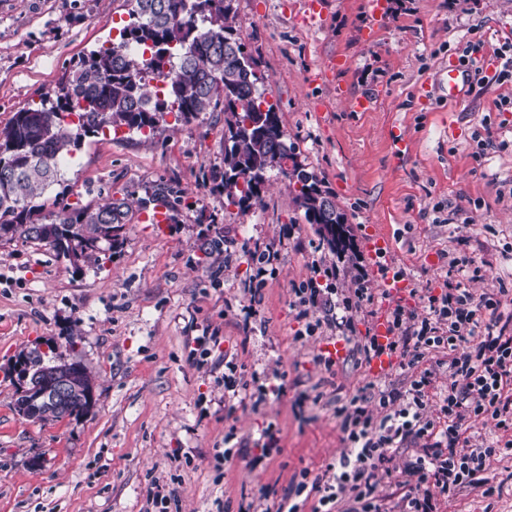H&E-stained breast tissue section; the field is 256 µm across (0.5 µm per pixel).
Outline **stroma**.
<instances>
[{"label":"stroma","mask_w":512,"mask_h":512,"mask_svg":"<svg viewBox=\"0 0 512 512\" xmlns=\"http://www.w3.org/2000/svg\"><path fill=\"white\" fill-rule=\"evenodd\" d=\"M233 7L266 99L344 214L352 250L329 253L283 176L270 174L248 210L228 204L210 179L224 159L223 113L165 116L153 139L125 128L85 138L62 163L71 208L135 200L161 182L184 198L165 224L133 211L110 257L78 269L37 242L0 245V512H149L156 483L174 491L170 512H263L259 488L283 492L301 470L314 477L338 460V400L371 379L349 355L329 372L315 365L328 339L306 335L295 288L326 287L321 267L334 261L341 288L372 271V228L391 236V270L417 290L401 303L416 313L444 289L451 256L473 260L475 291L512 282V78L497 60L512 44V0H388L380 21L363 0H322L314 20L306 0ZM128 11L127 0H0V130L118 41ZM334 60V78L318 80ZM362 95L375 98L371 111H354ZM397 136L409 146L401 158ZM218 234L217 259L204 244ZM258 245L279 258L254 303ZM35 348L89 369L88 414H18L15 361ZM229 363L243 380L232 391ZM438 510L512 512V490L487 498L466 487Z\"/></svg>","instance_id":"stroma-1"}]
</instances>
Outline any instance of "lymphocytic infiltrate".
I'll use <instances>...</instances> for the list:
<instances>
[{
  "mask_svg": "<svg viewBox=\"0 0 512 512\" xmlns=\"http://www.w3.org/2000/svg\"><path fill=\"white\" fill-rule=\"evenodd\" d=\"M469 264L465 257L449 259L459 278L428 296L426 315L400 304L389 309V348L408 372L405 381L368 383L367 393L337 407L344 452L314 481L289 487L274 501L275 512H383L376 491L387 478L401 490L395 512H435L436 495L477 484L487 461L512 447V397L504 393L512 383V289L502 283L473 292L462 277ZM294 294L292 307L307 333L335 332L365 362L376 354L375 338L352 329L353 312L377 299L366 277L333 298L311 281ZM432 349L448 352V387L435 400L429 391L436 372L426 364ZM371 400L376 409H368ZM479 419L493 422L495 438L465 437L464 424ZM409 446L415 454L395 464L396 451Z\"/></svg>",
  "mask_w": 512,
  "mask_h": 512,
  "instance_id": "f902f5d3",
  "label": "lymphocytic infiltrate"
}]
</instances>
